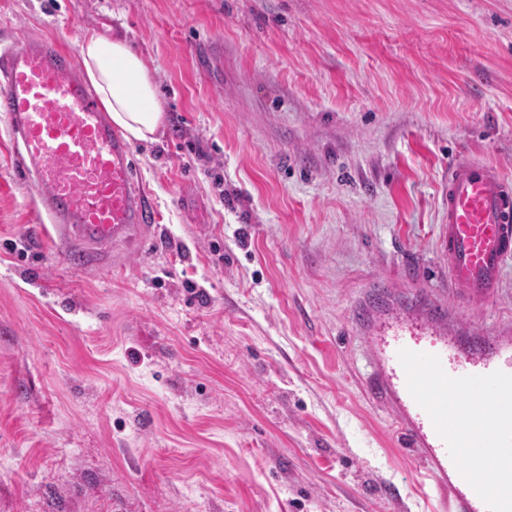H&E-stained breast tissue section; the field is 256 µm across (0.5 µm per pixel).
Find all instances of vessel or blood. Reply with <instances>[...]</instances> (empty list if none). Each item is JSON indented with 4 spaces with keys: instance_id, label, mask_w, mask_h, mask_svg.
Wrapping results in <instances>:
<instances>
[{
    "instance_id": "obj_1",
    "label": "vessel or blood",
    "mask_w": 512,
    "mask_h": 512,
    "mask_svg": "<svg viewBox=\"0 0 512 512\" xmlns=\"http://www.w3.org/2000/svg\"><path fill=\"white\" fill-rule=\"evenodd\" d=\"M0 115L14 163L36 189L35 208L65 244L59 259L66 267H81L88 253L132 241L155 223L154 204L134 180L129 142L73 55L55 41L0 33ZM439 250L448 264L452 307L468 309L494 296L512 258V180L478 159L455 160ZM369 345L377 372L367 391L391 405L404 447L421 455L416 480L439 492L434 512H488L410 394L398 353L405 348L435 355L453 378L497 370L512 375V335L443 336L409 321L390 335L370 337Z\"/></svg>"
}]
</instances>
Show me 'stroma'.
I'll use <instances>...</instances> for the list:
<instances>
[{"instance_id":"stroma-1","label":"stroma","mask_w":512,"mask_h":512,"mask_svg":"<svg viewBox=\"0 0 512 512\" xmlns=\"http://www.w3.org/2000/svg\"><path fill=\"white\" fill-rule=\"evenodd\" d=\"M119 36L144 244L71 273L0 137V512H429L371 324L445 304L448 167L512 179V0H0ZM512 326V260L452 329Z\"/></svg>"}]
</instances>
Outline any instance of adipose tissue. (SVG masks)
Listing matches in <instances>:
<instances>
[{"label": "adipose tissue", "mask_w": 512, "mask_h": 512, "mask_svg": "<svg viewBox=\"0 0 512 512\" xmlns=\"http://www.w3.org/2000/svg\"><path fill=\"white\" fill-rule=\"evenodd\" d=\"M80 54L87 76L114 125L128 138L148 141L164 121L143 58L124 40L86 35Z\"/></svg>", "instance_id": "ef3b65f1"}]
</instances>
